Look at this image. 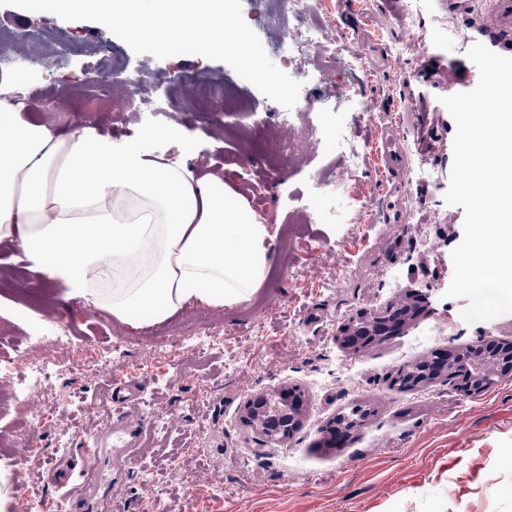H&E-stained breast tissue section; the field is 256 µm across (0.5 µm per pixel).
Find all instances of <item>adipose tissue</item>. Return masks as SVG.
Instances as JSON below:
<instances>
[{
  "mask_svg": "<svg viewBox=\"0 0 512 512\" xmlns=\"http://www.w3.org/2000/svg\"><path fill=\"white\" fill-rule=\"evenodd\" d=\"M0 100V239L67 298L132 322L192 302L241 304L262 287L268 225L216 177L92 126L61 132Z\"/></svg>",
  "mask_w": 512,
  "mask_h": 512,
  "instance_id": "1",
  "label": "adipose tissue"
}]
</instances>
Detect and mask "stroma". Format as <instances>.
<instances>
[{"mask_svg": "<svg viewBox=\"0 0 512 512\" xmlns=\"http://www.w3.org/2000/svg\"><path fill=\"white\" fill-rule=\"evenodd\" d=\"M408 1L320 0L351 39L357 92L383 115L356 126L345 102L327 94L333 74L306 78L299 96L315 101L313 112L287 110L257 90L253 117L220 107L199 112L182 77L237 82L228 64L194 54L138 55L98 23L0 6V30L14 33L9 52L21 61L0 81V94L39 87L26 100L27 119L95 124L116 139L154 133V147L167 156L222 171L227 188L259 205L272 235L271 276L251 300L224 308L193 303L147 329L120 325L103 308L95 324L84 323L81 302L29 270L17 244L0 241V333L12 340L0 353L16 373L33 360L50 371L49 381L19 403L9 379H0V439L16 444L0 452L9 485L0 512H13L21 496L47 505L58 500L62 491L48 470L62 456L80 457L104 414L107 389L129 381L147 386L139 410L151 426L121 472L117 497L106 485H85L93 512H106L111 501L116 512H151L157 503L171 512H512V460L501 454L512 448V377L475 395L454 380L413 390L392 383L435 350L483 337L512 340V313L469 324L461 316L465 300L445 295L464 211L444 200L455 123L440 102L477 85L479 71L467 56L474 43L512 57V44L474 23L480 12L512 7V0H412V29L400 23ZM37 33L45 37L40 67L24 62L27 39ZM395 41L410 45L398 61L388 51ZM115 53L148 75L152 93L168 100L172 113L123 112L94 84L71 82L72 74L92 72ZM393 114L398 124H391ZM281 123L327 128L336 140H309L278 170L260 151L241 170L235 158L244 137ZM391 129L400 158L390 165L382 144ZM343 143L355 162L337 163ZM326 168L332 179L311 200L314 223L289 225L288 195L309 190L312 175ZM357 199L370 212L351 224ZM415 291L428 301L402 334L358 352L339 344L340 327L359 311L378 313ZM45 318L71 329L70 351L27 343ZM118 328L126 333L122 355L102 362ZM286 387L304 391L307 410L292 436L270 442L240 416L253 396ZM358 403L372 406L374 416L343 443L321 447L326 423ZM24 421L29 427L15 439ZM63 434L69 442L61 449Z\"/></svg>", "mask_w": 512, "mask_h": 512, "instance_id": "obj_1", "label": "stroma"}]
</instances>
